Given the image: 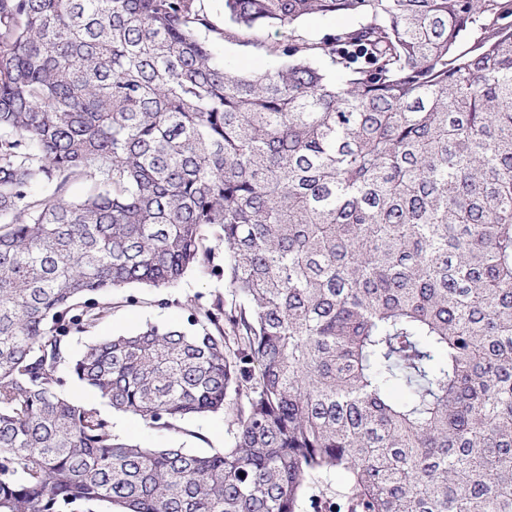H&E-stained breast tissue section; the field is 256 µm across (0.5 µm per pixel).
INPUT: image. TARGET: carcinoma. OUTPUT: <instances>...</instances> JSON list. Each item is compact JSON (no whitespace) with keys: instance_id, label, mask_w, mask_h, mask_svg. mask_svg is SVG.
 I'll return each mask as SVG.
<instances>
[{"instance_id":"carcinoma-1","label":"carcinoma","mask_w":512,"mask_h":512,"mask_svg":"<svg viewBox=\"0 0 512 512\" xmlns=\"http://www.w3.org/2000/svg\"><path fill=\"white\" fill-rule=\"evenodd\" d=\"M209 2L0 0V512H299L333 471L331 512H512V0H223L288 32L249 73ZM194 267L192 330L72 356ZM74 382L237 429L140 447ZM357 19L353 16L338 15L323 17L312 15L306 17L300 24V30L313 38H320L327 33L355 24ZM212 48L219 56H224L227 61L233 62L240 71L259 70L272 63V60L265 57L259 49L251 45H243L236 38H230L224 42L213 38Z\"/></svg>"}]
</instances>
